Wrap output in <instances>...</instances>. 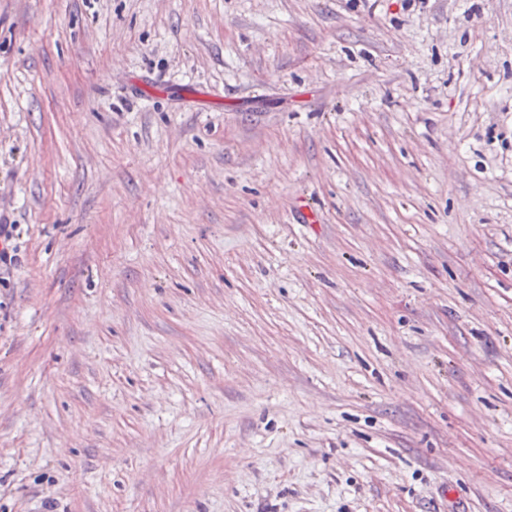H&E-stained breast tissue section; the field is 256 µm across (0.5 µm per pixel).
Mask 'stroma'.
<instances>
[{
    "label": "stroma",
    "mask_w": 512,
    "mask_h": 512,
    "mask_svg": "<svg viewBox=\"0 0 512 512\" xmlns=\"http://www.w3.org/2000/svg\"><path fill=\"white\" fill-rule=\"evenodd\" d=\"M0 214V512H512V0H0ZM5 222V224H4ZM6 219L0 214V270L8 271L17 262V253L13 245V231L15 224H7Z\"/></svg>",
    "instance_id": "1"
}]
</instances>
